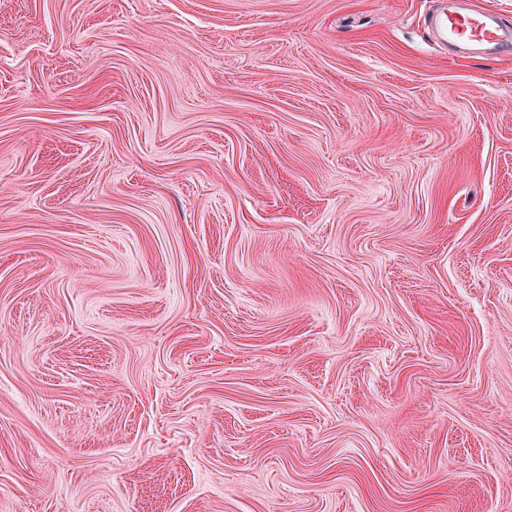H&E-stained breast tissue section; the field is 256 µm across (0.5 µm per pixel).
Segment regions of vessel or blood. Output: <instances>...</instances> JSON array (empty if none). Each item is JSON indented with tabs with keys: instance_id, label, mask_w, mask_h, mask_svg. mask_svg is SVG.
I'll return each instance as SVG.
<instances>
[{
	"instance_id": "vessel-or-blood-1",
	"label": "vessel or blood",
	"mask_w": 512,
	"mask_h": 512,
	"mask_svg": "<svg viewBox=\"0 0 512 512\" xmlns=\"http://www.w3.org/2000/svg\"><path fill=\"white\" fill-rule=\"evenodd\" d=\"M436 28L460 52L480 45L492 55L512 52V26L495 17L475 11L446 12L435 19Z\"/></svg>"
}]
</instances>
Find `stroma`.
<instances>
[{
    "instance_id": "obj_1",
    "label": "stroma",
    "mask_w": 512,
    "mask_h": 512,
    "mask_svg": "<svg viewBox=\"0 0 512 512\" xmlns=\"http://www.w3.org/2000/svg\"><path fill=\"white\" fill-rule=\"evenodd\" d=\"M440 0H0V512H512V53ZM435 27L457 46L463 56L470 47L481 45L491 55L512 52V26L475 11L446 10L435 19Z\"/></svg>"
}]
</instances>
